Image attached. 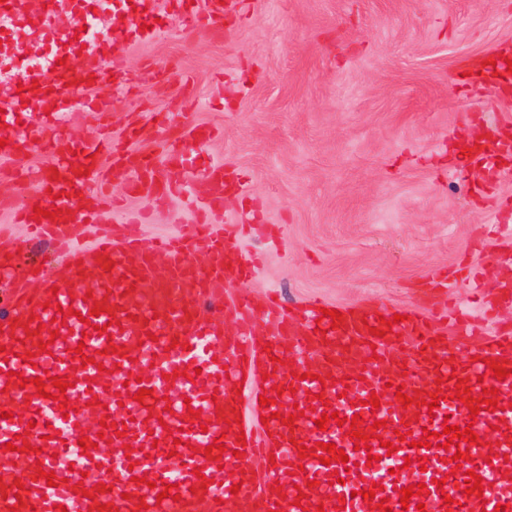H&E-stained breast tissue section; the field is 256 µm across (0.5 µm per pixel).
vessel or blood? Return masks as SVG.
Listing matches in <instances>:
<instances>
[{
	"label": "vessel or blood",
	"instance_id": "obj_1",
	"mask_svg": "<svg viewBox=\"0 0 512 512\" xmlns=\"http://www.w3.org/2000/svg\"><path fill=\"white\" fill-rule=\"evenodd\" d=\"M65 0H41L44 36L57 42V16ZM240 0H170L174 12L192 27L218 32L226 9ZM49 69L22 67L12 84L0 87V159L13 169L26 168L30 155L43 148L49 168L41 170L34 194L20 192L11 201L14 221L27 224L56 247L60 261L42 287H33V270L16 263L10 236L0 237V275L8 277L12 304L0 311V390L24 411L0 417V512H91L100 504L110 512H317L318 505L342 506L343 512H370L372 500H388L392 512H494L512 506V331L484 332L482 321L435 306L409 311L407 321L393 323V310L354 307L341 321L322 316L318 304L304 311L306 325L278 302L257 299L251 289L252 263L239 255L227 226L201 220L192 236L170 235L144 241L121 233L130 216H106V184L125 182L129 195L151 191L164 197L176 187H193L203 170V211L224 207L226 192L241 191L237 171L221 161L201 166H160L147 153L114 151L109 139L41 142L20 127L18 104L30 103L44 125L63 128V120L80 105L75 84L91 80H127L120 50L101 53L56 50ZM471 166L496 168L512 159V142L482 131L460 140ZM55 211V219L33 220L34 207ZM94 225L93 241L73 237L75 224ZM205 265L193 264L196 250ZM233 298H226L228 283ZM56 306H48V299ZM106 311L92 315L93 305ZM66 312L56 326L58 312ZM264 320L269 333L256 332ZM51 342L43 353L41 342ZM92 364H84V357ZM510 369L497 380L487 362ZM262 377L266 404L257 406L267 423L241 429L243 406L237 392L246 374ZM43 377L42 387L32 380ZM68 377L65 391L72 405L63 414L50 395L52 377ZM467 380L473 398L483 389L498 390L499 408L470 417L454 399L456 380ZM44 396H37V389ZM152 390L145 403L139 389ZM404 397H397V389ZM440 392L435 408L427 393ZM377 397L379 407L369 406ZM411 405H402V398ZM300 411L293 426L283 423ZM356 417L357 434L377 432L369 448H356L354 436L337 421L318 427L327 411ZM123 432H116V423ZM472 427L480 444L471 446V462L456 465L442 448H414L425 431L442 432L444 424ZM409 433V441L398 436ZM244 442H237V435ZM223 439L221 458L207 455L214 439ZM14 450H7V442ZM398 443L388 453L386 442ZM86 443L74 468L53 462L65 448ZM30 444L32 453L21 450ZM343 449L347 462L320 463L325 444ZM314 453L300 457L301 447ZM376 462H369V455ZM274 456L276 464L258 474L249 462ZM480 475L482 495L466 494L467 470ZM55 473L59 486L48 485L40 471ZM209 485H202V478ZM177 484V498L166 497ZM425 484V496L401 504L400 491ZM238 494H231L232 485ZM94 497H86L89 489ZM307 489V498L297 496ZM374 491L367 499L365 491Z\"/></svg>",
	"mask_w": 512,
	"mask_h": 512
}]
</instances>
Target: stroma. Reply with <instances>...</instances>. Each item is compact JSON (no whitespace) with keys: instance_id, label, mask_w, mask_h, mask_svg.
<instances>
[{"instance_id":"1","label":"stroma","mask_w":512,"mask_h":512,"mask_svg":"<svg viewBox=\"0 0 512 512\" xmlns=\"http://www.w3.org/2000/svg\"><path fill=\"white\" fill-rule=\"evenodd\" d=\"M111 13L100 5L92 31L118 44L130 72L151 62L159 70L129 87L101 84L93 95L111 100L109 122L82 109L68 130L91 139L105 126L118 142L140 127L151 133L141 149L166 164L157 141L183 125L213 127L211 143L182 141L180 156L245 176L246 193L213 219L258 215L235 240L259 259L255 295L275 291L291 310L317 298L410 309L439 273L455 279L453 300L467 307L463 263L512 277L499 249L512 237V176L448 160L466 128L512 134V91L494 101L462 79L512 44V0H245L223 31L186 28L172 12L146 38L109 24ZM111 190L117 206L146 212L129 227L141 239L187 235L198 222L179 194L130 199L117 181ZM2 224L24 262L57 265L0 206Z\"/></svg>"}]
</instances>
